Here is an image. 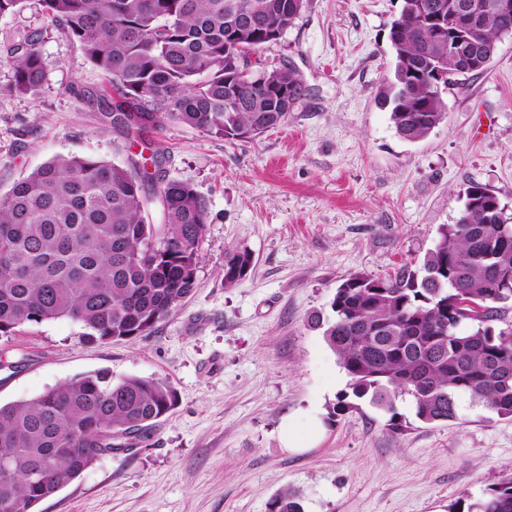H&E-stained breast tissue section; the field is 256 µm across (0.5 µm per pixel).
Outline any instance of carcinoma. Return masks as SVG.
I'll return each instance as SVG.
<instances>
[{
  "label": "carcinoma",
  "instance_id": "1",
  "mask_svg": "<svg viewBox=\"0 0 512 512\" xmlns=\"http://www.w3.org/2000/svg\"><path fill=\"white\" fill-rule=\"evenodd\" d=\"M112 87L101 122L138 138L164 119L227 139H254L288 119L305 89L287 67H263L239 84L225 44L258 49L283 37L305 0H38ZM390 28L393 77L380 89L396 134L415 142L446 118L444 95L476 75L474 58L512 34L496 0H467L478 27L453 26L460 0H402ZM9 92L37 95L47 79L40 33L6 50ZM454 224L413 267L392 277L354 273L336 287L323 332L349 377L331 416L367 401L407 428L396 399L408 396L424 424L458 419L463 398L512 419V224L499 196L470 183ZM160 219L147 222L149 208ZM207 201L189 183L155 181L93 156L53 159L0 196V337L31 323L67 318L90 339L149 335L195 288ZM246 250L224 255V287L252 271ZM177 404L163 380L98 370L30 399L0 404V504L31 512L107 452L131 449ZM268 512H302L285 489ZM449 512H512V478L485 497H461Z\"/></svg>",
  "mask_w": 512,
  "mask_h": 512
}]
</instances>
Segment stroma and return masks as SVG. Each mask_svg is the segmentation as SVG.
<instances>
[{"label":"stroma","instance_id":"35a3bbf8","mask_svg":"<svg viewBox=\"0 0 512 512\" xmlns=\"http://www.w3.org/2000/svg\"><path fill=\"white\" fill-rule=\"evenodd\" d=\"M401 5L306 0L256 58L295 70L307 94L259 137L175 121L143 132L163 154L158 176L192 184L208 204L193 292L131 341L88 339L66 318L0 338V403L106 369L167 381L177 406L148 440L103 456L35 512H267L285 488L304 512H448L512 477V420L469 401L459 422L400 434L366 404L332 417L349 378L309 325L331 318L349 275L385 277L421 257L456 222L469 182L512 207V35L448 91L443 123L409 143L377 100ZM32 31L48 74L40 93L8 92L0 64V195L59 156L126 167L139 152L101 124L102 73L36 0L0 16V55ZM236 249L254 270L228 288L224 254ZM285 421L300 450L284 448Z\"/></svg>","mask_w":512,"mask_h":512}]
</instances>
